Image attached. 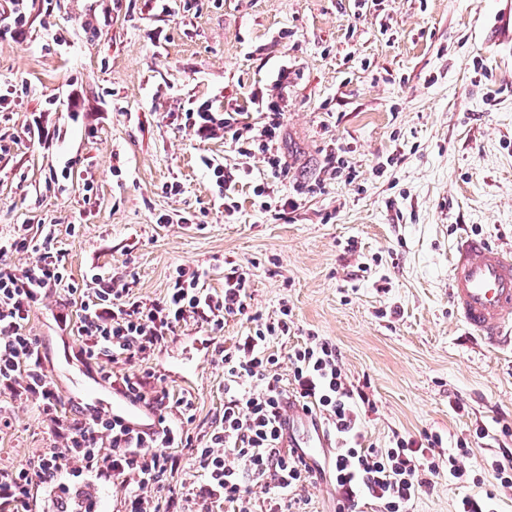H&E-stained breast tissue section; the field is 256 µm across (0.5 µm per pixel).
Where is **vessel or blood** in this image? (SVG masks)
I'll use <instances>...</instances> for the list:
<instances>
[{
    "mask_svg": "<svg viewBox=\"0 0 512 512\" xmlns=\"http://www.w3.org/2000/svg\"><path fill=\"white\" fill-rule=\"evenodd\" d=\"M448 301L455 319L487 348L512 350V249L480 235L456 238L448 263ZM71 401L124 419L132 428L153 431L157 418L143 404L118 397L106 400L104 386L73 380ZM282 445L317 464L335 441L319 414L289 403L279 419Z\"/></svg>",
    "mask_w": 512,
    "mask_h": 512,
    "instance_id": "vessel-or-blood-1",
    "label": "vessel or blood"
}]
</instances>
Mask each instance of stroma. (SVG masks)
<instances>
[{
  "instance_id": "35a3bbf8",
  "label": "stroma",
  "mask_w": 512,
  "mask_h": 512,
  "mask_svg": "<svg viewBox=\"0 0 512 512\" xmlns=\"http://www.w3.org/2000/svg\"><path fill=\"white\" fill-rule=\"evenodd\" d=\"M0 0L23 27L0 26V239L20 226L55 230L74 282L98 273L162 299L176 268L202 271L210 292L230 268L246 274L254 313L289 307L287 357L307 336L336 344L349 381L374 409L367 444L432 431L441 454L476 428L488 435L461 458L471 478L440 476L411 512H455L496 493L481 461L512 448V355L487 350L448 304V256L459 235L512 243V43L491 29L499 0ZM288 79L277 83L280 70ZM284 114L279 149L290 169L273 218L255 193L269 183L262 155L186 124L189 108L233 106L244 135L262 103ZM40 117V138L29 125ZM339 163L327 171V153ZM208 155L234 175L219 194ZM179 195L167 194L171 183ZM169 213L172 223L160 224ZM52 292L30 315L48 370L63 346ZM220 333L188 319L150 365L191 395L192 431L224 412ZM460 402L463 412L452 404ZM51 441L37 406L0 395V467H24Z\"/></svg>"
}]
</instances>
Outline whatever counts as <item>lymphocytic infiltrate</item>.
<instances>
[{"label":"lymphocytic infiltrate","mask_w":512,"mask_h":512,"mask_svg":"<svg viewBox=\"0 0 512 512\" xmlns=\"http://www.w3.org/2000/svg\"><path fill=\"white\" fill-rule=\"evenodd\" d=\"M283 114L268 101L257 137H244L235 113L218 115L208 103L187 112L189 126L211 135L224 133L237 153H262L273 179L286 181L288 165L278 149ZM28 252L35 262L18 269L9 252ZM199 272L177 269L172 286L160 300L144 302L126 285L92 276L83 284L70 281L52 230L20 234L0 242V394L34 401L47 424L52 448L23 468H0V506L29 512L33 486L51 484L70 463L111 477L124 512H176L184 497H193L200 512H301V492L314 480L309 464L294 449L281 445L279 418L291 397L318 413L336 441L329 471L338 506L361 512L363 499L375 500L380 512H410L416 499L430 491L435 479L467 476L456 458L442 459L439 435L393 434L387 446L365 445L363 410L371 400L363 387L348 383L341 353L326 338L311 335L288 352V374L271 352L274 339L286 337L288 308L278 318L256 325L233 348L219 349L224 366V413L202 436L190 431L194 402L159 386L148 362L172 339L188 317L223 329L231 318L250 314L248 280L238 270L224 278V291L213 294L200 284ZM74 300V316L61 315L63 329L76 330L74 354L90 373L113 392L143 402L159 419L160 431L141 434L106 413L80 410L61 413L55 381L43 365L36 337L27 332L32 309L50 291ZM137 359L143 369L116 370V363ZM188 449L203 477L192 488L178 485L179 449ZM265 487L267 496L254 505L251 489ZM166 490L165 498L154 495Z\"/></svg>","instance_id":"1"}]
</instances>
